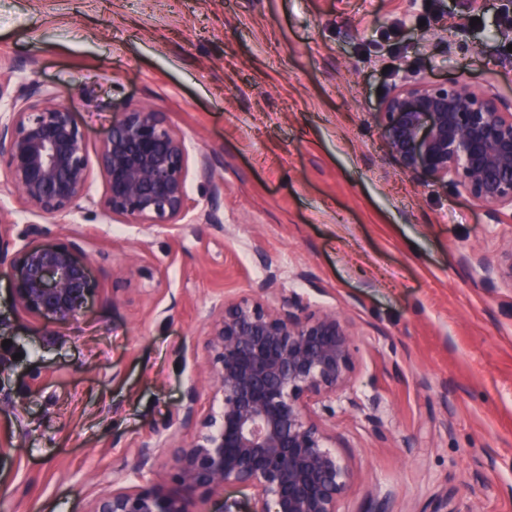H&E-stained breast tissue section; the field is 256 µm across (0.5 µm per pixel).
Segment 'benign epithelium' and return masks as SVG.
<instances>
[{
	"label": "benign epithelium",
	"instance_id": "7a95c632",
	"mask_svg": "<svg viewBox=\"0 0 512 512\" xmlns=\"http://www.w3.org/2000/svg\"><path fill=\"white\" fill-rule=\"evenodd\" d=\"M54 91L31 90L0 109V192L47 221L98 207L114 218L176 224L196 207L192 176L211 179L206 157L190 160L185 140L145 107L117 114L91 167L85 134ZM379 128L401 171L437 188L463 189L495 224L512 223V100L474 90L461 77L417 75L396 85ZM100 198L91 194L93 174ZM44 225L17 230L0 211V274L15 276L19 309L57 325L76 322L98 290L80 235L45 240ZM484 285L512 289V239L489 256L474 253ZM275 276L257 292L211 306L202 374L208 406L191 385L171 420L149 429L135 466L117 469L84 512H199L196 495L226 486L250 492L253 512H337L351 471L330 449L327 421L354 370L348 322L328 308L309 310L296 294L276 295ZM172 473L148 481L156 449Z\"/></svg>",
	"mask_w": 512,
	"mask_h": 512
}]
</instances>
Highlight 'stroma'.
I'll return each instance as SVG.
<instances>
[{"label":"stroma","instance_id":"stroma-1","mask_svg":"<svg viewBox=\"0 0 512 512\" xmlns=\"http://www.w3.org/2000/svg\"><path fill=\"white\" fill-rule=\"evenodd\" d=\"M0 64L15 69L9 97L64 93L89 149L114 113L147 106L214 171L190 179L196 209L178 224L48 220L49 241L77 230L108 257L76 323L22 313L0 279V512H84L198 384L211 305L272 274L353 333L339 512L387 494L393 512H512V291L461 261L512 225L400 171L378 114L417 74L511 99L501 0H0Z\"/></svg>","mask_w":512,"mask_h":512}]
</instances>
